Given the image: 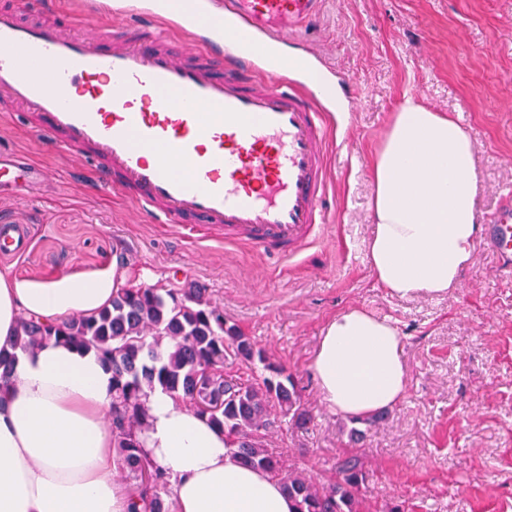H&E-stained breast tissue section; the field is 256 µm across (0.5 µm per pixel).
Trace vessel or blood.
Here are the masks:
<instances>
[{"instance_id": "obj_1", "label": "vessel or blood", "mask_w": 512, "mask_h": 512, "mask_svg": "<svg viewBox=\"0 0 512 512\" xmlns=\"http://www.w3.org/2000/svg\"><path fill=\"white\" fill-rule=\"evenodd\" d=\"M323 0H199L220 25L180 26L172 0H146V25L68 34L53 7L38 21L0 5V97L37 118L59 151L89 159L137 207L193 238L290 259L315 238L327 188L325 106L288 78L274 46L298 37ZM39 166L0 154V189L38 190ZM484 243L512 280V200L484 226ZM26 245L24 225L0 223V253Z\"/></svg>"}]
</instances>
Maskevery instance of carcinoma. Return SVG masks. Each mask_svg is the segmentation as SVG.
<instances>
[{
    "label": "carcinoma",
    "mask_w": 512,
    "mask_h": 512,
    "mask_svg": "<svg viewBox=\"0 0 512 512\" xmlns=\"http://www.w3.org/2000/svg\"><path fill=\"white\" fill-rule=\"evenodd\" d=\"M49 341L95 353L112 374L115 448L121 472L133 481L129 512H168L164 472L142 455L137 436L147 416L143 397L157 388L179 395L223 430L243 464L279 478L297 499L298 512H367L359 495L366 476L358 456H345L335 478L320 480L288 467L267 447L280 418L304 420L300 393L286 369L268 362L262 347L228 323L206 289L121 288L110 306L92 316L54 325L23 317L13 339L0 346V374L12 373L17 352ZM227 353L246 365H263L268 375L256 385L225 378Z\"/></svg>",
    "instance_id": "1"
}]
</instances>
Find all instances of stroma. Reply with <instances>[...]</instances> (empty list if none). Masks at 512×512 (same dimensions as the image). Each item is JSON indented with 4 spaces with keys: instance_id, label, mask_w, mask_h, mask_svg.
<instances>
[{
    "instance_id": "1",
    "label": "stroma",
    "mask_w": 512,
    "mask_h": 512,
    "mask_svg": "<svg viewBox=\"0 0 512 512\" xmlns=\"http://www.w3.org/2000/svg\"><path fill=\"white\" fill-rule=\"evenodd\" d=\"M336 86L329 118L326 224L283 262L258 249L186 238L154 223L76 154L0 111V153L42 166L38 194L0 193L27 247L0 255L26 279L87 272L122 257L147 288H206L225 318L297 382L311 421L268 436L316 478L356 451L362 494L411 512H512V284L476 247L460 288L410 299L376 287L368 264L372 165L403 95L457 118L476 152L478 213L512 192V0H323L306 36ZM351 307L391 319L404 338L403 400L351 445L348 419L321 400L310 365L326 323Z\"/></svg>"
}]
</instances>
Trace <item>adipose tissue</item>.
I'll return each mask as SVG.
<instances>
[{"label":"adipose tissue","instance_id":"adipose-tissue-1","mask_svg":"<svg viewBox=\"0 0 512 512\" xmlns=\"http://www.w3.org/2000/svg\"><path fill=\"white\" fill-rule=\"evenodd\" d=\"M369 266L407 298L459 288L480 227L474 144L450 116L402 98L372 168ZM132 276L113 264L46 281L0 272V345L19 315L54 324L92 315ZM404 343L387 319L352 308L331 318L311 369L326 405L346 418L394 407L406 391ZM142 451L167 475L169 512H295L282 483L246 467L185 402L149 392ZM112 379L97 356L48 344L0 378V512H128L112 474Z\"/></svg>","mask_w":512,"mask_h":512}]
</instances>
